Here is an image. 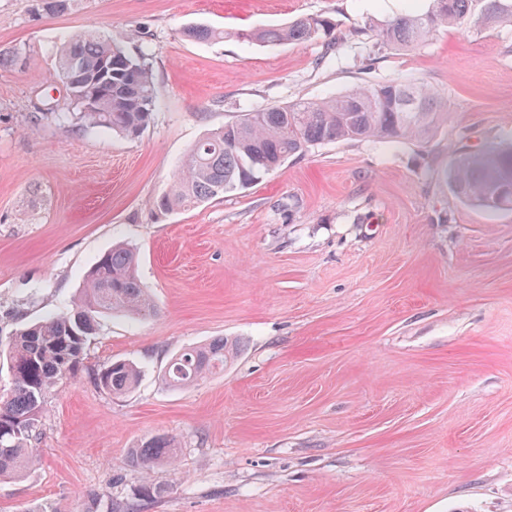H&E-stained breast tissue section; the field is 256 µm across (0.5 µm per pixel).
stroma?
Returning a JSON list of instances; mask_svg holds the SVG:
<instances>
[{
	"label": "stroma",
	"mask_w": 512,
	"mask_h": 512,
	"mask_svg": "<svg viewBox=\"0 0 512 512\" xmlns=\"http://www.w3.org/2000/svg\"><path fill=\"white\" fill-rule=\"evenodd\" d=\"M421 0H0V343L66 310L98 257L137 248L158 312L104 315L53 392L36 462L0 479V512H512V210L454 194L466 153L512 145V27L379 50L368 20ZM306 14L334 44L201 43ZM95 26L146 54L156 107L136 137L64 119L59 48ZM422 81L448 99L426 141H336L248 188L160 214L187 151L241 115L357 85ZM224 337L238 355L183 390L170 358ZM135 364L115 397L93 372ZM178 448L140 495L131 449Z\"/></svg>",
	"instance_id": "obj_1"
}]
</instances>
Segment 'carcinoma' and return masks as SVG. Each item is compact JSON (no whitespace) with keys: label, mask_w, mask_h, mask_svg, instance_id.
Wrapping results in <instances>:
<instances>
[{"label":"carcinoma","mask_w":512,"mask_h":512,"mask_svg":"<svg viewBox=\"0 0 512 512\" xmlns=\"http://www.w3.org/2000/svg\"><path fill=\"white\" fill-rule=\"evenodd\" d=\"M422 13L400 14L360 34L372 33L383 49L411 50L429 42L442 28L470 31L487 23L512 25V0H424ZM334 23L322 15H301L281 26L226 29L195 25L183 31L197 42L235 38L270 44L306 42L327 36ZM112 58L109 95L98 111L86 108V82L101 62ZM59 73L75 85L71 120L135 137L154 111L153 74L145 56L133 57L121 46L89 27L64 45ZM448 121V102L421 82L390 80L361 85L314 103L299 100L248 112L209 133L187 152L170 190L151 201L160 213L189 209L220 194L245 189L278 168L287 158L333 141H425ZM452 189L463 202L490 211L512 208V149L463 155L455 162ZM155 304L137 275L135 251L116 245L104 252L89 271L71 308L31 323L11 337L6 357L9 387L0 389V477H19L33 464L32 440L47 398L79 371L102 314L150 316ZM234 348L222 338L186 349L175 356L162 376L169 389L190 386L224 366ZM139 371L114 361L95 373L103 391L122 396L138 383ZM175 441L156 436L131 451L130 466L142 473L157 465H174Z\"/></svg>","instance_id":"obj_1"}]
</instances>
